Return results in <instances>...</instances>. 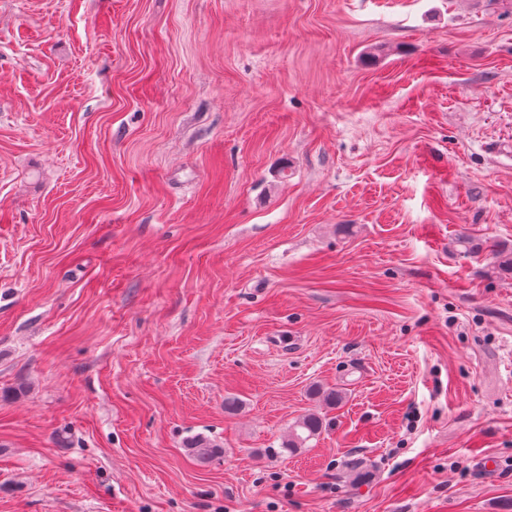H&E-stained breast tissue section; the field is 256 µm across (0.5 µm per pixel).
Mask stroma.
Wrapping results in <instances>:
<instances>
[{
	"instance_id": "stroma-1",
	"label": "stroma",
	"mask_w": 512,
	"mask_h": 512,
	"mask_svg": "<svg viewBox=\"0 0 512 512\" xmlns=\"http://www.w3.org/2000/svg\"><path fill=\"white\" fill-rule=\"evenodd\" d=\"M498 247L512 0H0V512H512ZM322 419L316 414H308L295 422V425L288 435V440L282 448L289 452H295L302 448L307 441L318 436L322 430ZM299 430L301 433H299Z\"/></svg>"
}]
</instances>
